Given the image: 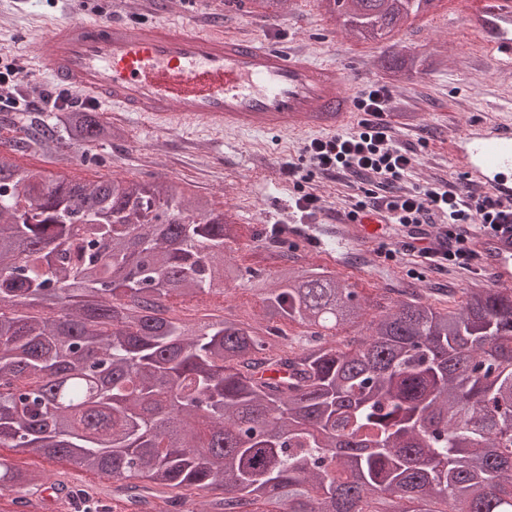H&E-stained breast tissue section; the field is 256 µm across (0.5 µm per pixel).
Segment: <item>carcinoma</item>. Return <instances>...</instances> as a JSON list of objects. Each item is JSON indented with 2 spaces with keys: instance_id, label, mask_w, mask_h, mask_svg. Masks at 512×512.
<instances>
[{
  "instance_id": "obj_1",
  "label": "carcinoma",
  "mask_w": 512,
  "mask_h": 512,
  "mask_svg": "<svg viewBox=\"0 0 512 512\" xmlns=\"http://www.w3.org/2000/svg\"><path fill=\"white\" fill-rule=\"evenodd\" d=\"M320 2L336 29L381 44L435 0ZM378 63L409 81L442 57ZM53 119L16 150L112 144L97 112ZM239 239L178 180L87 184L0 156V448L110 474L128 512H196L193 490L202 512H512V288L446 305L408 293L367 321L335 274L285 262L261 312L305 328L287 351L232 316L168 315L167 300L244 279L224 258ZM355 326L363 339L322 344ZM42 485L0 457L7 505Z\"/></svg>"
}]
</instances>
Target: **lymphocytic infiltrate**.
<instances>
[{"label":"lymphocytic infiltrate","instance_id":"obj_1","mask_svg":"<svg viewBox=\"0 0 512 512\" xmlns=\"http://www.w3.org/2000/svg\"><path fill=\"white\" fill-rule=\"evenodd\" d=\"M19 75L15 60L1 53L0 112H72L85 106L62 88L36 99L15 97L11 87ZM355 107L362 117L354 128L304 143L301 152L305 164L324 174L348 175L358 191L349 218L375 213L387 225L403 231L414 224L436 229L435 245L418 247L405 241L397 248L382 247L386 260L397 262L411 255L426 270L451 266L473 271L476 259L469 240L476 231L512 224V209L484 188L463 189L452 180L402 190L400 184L411 172L414 157L392 134L387 120L391 110L388 87L371 85L356 96Z\"/></svg>","mask_w":512,"mask_h":512}]
</instances>
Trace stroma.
<instances>
[{
	"instance_id": "1",
	"label": "stroma",
	"mask_w": 512,
	"mask_h": 512,
	"mask_svg": "<svg viewBox=\"0 0 512 512\" xmlns=\"http://www.w3.org/2000/svg\"><path fill=\"white\" fill-rule=\"evenodd\" d=\"M478 0H437L433 10L400 24L391 35L398 48L418 53L443 44L444 63L432 74L412 82H389L396 141L415 147L420 163L411 181L422 185L439 178L457 179L448 161V141L470 120H512V68L490 70L483 53L470 49L472 40L461 16L476 8ZM113 18L142 22H182L195 17L223 19L228 37H253L272 41L289 52H302L335 62L356 78L358 89L383 79L378 68L382 50L337 32L323 16L320 0H286L279 25L251 13L247 0H97ZM61 0H0V50L8 51L28 72L17 84V93L37 96L51 90L46 72L38 67L37 43L51 26L64 20ZM118 137L111 147L81 155L58 147L46 154H24V161L51 171L54 176L93 182L103 176H138L146 180H181L191 195H210L235 214L246 233L230 256L259 273L266 287L283 260L303 267L335 271L346 287L356 289L368 314L377 306L391 305L401 290H415L434 302L459 296L465 288L488 287L484 272L451 269L442 273L417 271L414 264L396 265L384 259L382 239L336 248V231L345 227L351 190L345 181L313 174L304 187L280 176L283 159L299 158L302 133L242 134L209 129L162 127L138 116H118L111 106L98 107ZM408 121H401V114ZM315 193L326 202L324 212L301 217L294 201L301 191ZM170 316L202 318L232 315L263 327L261 300L251 281L230 287L223 298L202 295L170 303ZM21 468L41 471L47 478L65 477L101 495H111L110 477L85 472L78 465L26 455L11 448L0 450Z\"/></svg>"
}]
</instances>
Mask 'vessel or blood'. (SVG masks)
<instances>
[{
	"label": "vessel or blood",
	"mask_w": 512,
	"mask_h": 512,
	"mask_svg": "<svg viewBox=\"0 0 512 512\" xmlns=\"http://www.w3.org/2000/svg\"><path fill=\"white\" fill-rule=\"evenodd\" d=\"M464 19L489 50L492 68L512 66V0H482ZM41 60L50 79L158 124L240 132L333 129L352 112L347 69L287 53L254 39L226 37L220 21H112L72 12L47 34ZM448 157L467 185L512 200V123H466ZM381 220L353 222L337 249L366 239ZM499 288H512V225L476 233L470 243ZM67 491L48 483L28 512H65Z\"/></svg>",
	"instance_id": "b4317fda"
}]
</instances>
